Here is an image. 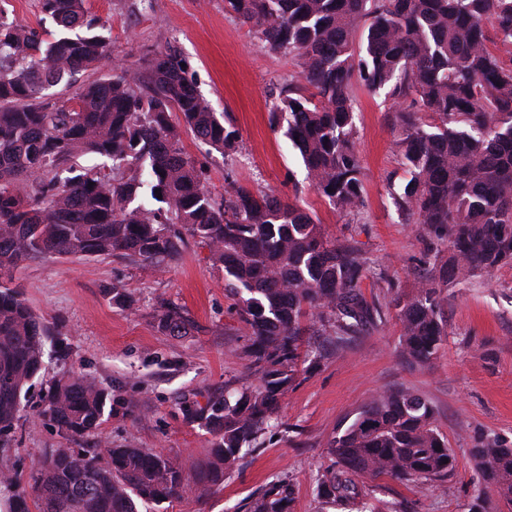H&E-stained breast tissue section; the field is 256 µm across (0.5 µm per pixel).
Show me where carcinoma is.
Instances as JSON below:
<instances>
[{"mask_svg": "<svg viewBox=\"0 0 512 512\" xmlns=\"http://www.w3.org/2000/svg\"><path fill=\"white\" fill-rule=\"evenodd\" d=\"M270 50L293 54L311 89L290 88L273 106L316 192L340 211L361 202L354 87L393 103L395 145L406 176L397 209L446 241L448 259L417 292L394 299L400 348L428 364L447 336L439 288L512 266V63L491 47L487 25L512 43V0H225ZM45 35L0 11V448L25 413L51 426L67 448H46L28 474L0 470L4 512H139L186 490L183 469L145 448H114L101 437L112 390L86 376L56 379L30 398L58 327L43 322L15 274L32 259H182L184 236L207 245L224 271V291L249 336L242 356L258 384L182 398L178 409L213 438L197 472L224 483L275 419L283 398L322 355L303 350L306 318L341 348L359 337L372 309L360 288L366 262L349 241L329 239L298 201L226 179L224 197L205 188L183 151L185 133L224 154L238 132L197 90L178 49L94 79L74 96L53 92L72 74L97 70L108 55L105 24L85 0H39ZM93 156L112 174L89 167ZM160 193H155V190ZM162 198H157V195ZM112 305L133 309L118 284ZM159 332L185 336L195 323L175 303L155 307ZM478 493L470 512L512 504V446L486 437L470 449ZM330 464L316 478L327 504L361 497L358 477L423 487L448 477L455 457L434 425L432 406L391 389L341 426ZM293 488L268 484L248 512H292Z\"/></svg>", "mask_w": 512, "mask_h": 512, "instance_id": "carcinoma-1", "label": "carcinoma"}]
</instances>
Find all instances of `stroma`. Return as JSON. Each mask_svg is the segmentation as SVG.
<instances>
[{
    "label": "stroma",
    "instance_id": "35a3bbf8",
    "mask_svg": "<svg viewBox=\"0 0 512 512\" xmlns=\"http://www.w3.org/2000/svg\"><path fill=\"white\" fill-rule=\"evenodd\" d=\"M86 6L106 25L111 61L140 66L169 47L180 51L199 92L238 132L236 149L226 156L184 135V151L206 189L223 196L230 176L251 190L297 199L328 237L354 242L367 262L361 292L373 320L342 349L326 334L306 336L308 348L323 356L319 368L285 396L279 426L265 430L223 485L211 489L198 484L196 471L212 437L186 423L175 402L253 385L257 377L240 357L248 334L224 295V273L196 239L186 238L175 266L118 258L27 262L17 284L73 349L63 363L47 348L42 381L66 370L91 375L112 390L103 431L113 446L146 448L181 464L186 493L145 512H246L277 480L292 483L293 512H348L317 497L328 444L363 406L404 387L433 406L455 466L421 489L384 477L360 479L366 501L373 512H469L476 483L471 448L487 436L512 445V267L445 288L448 335L434 359L412 365L402 357L393 299L415 294L448 252L422 225L408 223L391 198L390 185L403 174L391 101L354 89L363 198L343 212L315 193L298 151L270 123L274 102L301 84L292 54L270 51L251 26L225 10L224 0H87ZM115 283L135 295L134 310L112 305L104 290ZM161 298L182 306L197 332L159 333L154 310ZM62 444L50 427L28 418L17 444L0 450V468L29 470L41 449Z\"/></svg>",
    "mask_w": 512,
    "mask_h": 512
}]
</instances>
